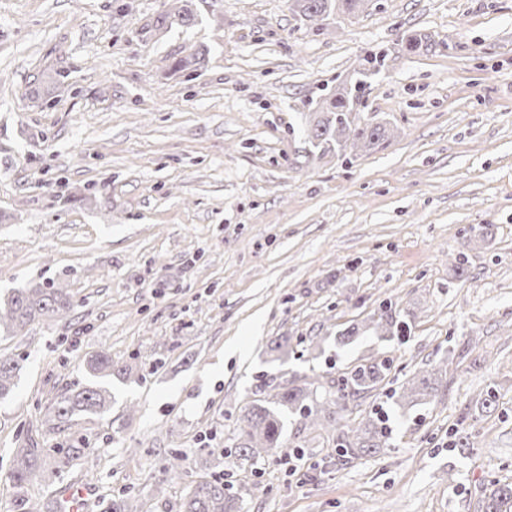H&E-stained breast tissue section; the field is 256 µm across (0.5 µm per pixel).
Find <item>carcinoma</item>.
Here are the masks:
<instances>
[{"instance_id":"1","label":"carcinoma","mask_w":512,"mask_h":512,"mask_svg":"<svg viewBox=\"0 0 512 512\" xmlns=\"http://www.w3.org/2000/svg\"><path fill=\"white\" fill-rule=\"evenodd\" d=\"M292 11L303 21L315 23L333 13L354 15L364 9L369 0H291ZM380 68L376 56L362 59L358 78L351 84L336 86L335 93L318 103V109L305 118V143L309 154L323 156L335 153L347 156L357 149H371L389 137L387 126L363 121L354 112V98L362 91L366 79ZM76 307L68 288H44L39 285L15 288L0 297V335L13 336L39 320L62 318ZM375 328L391 338L405 336L409 324L393 310L392 303L381 306ZM22 365L13 358H0V400L13 391L15 379ZM393 360L372 357L343 373L334 380L318 375L304 387L282 385L273 397L256 402L239 418L236 433L223 449L224 457L241 466H253L260 461L274 459L285 448L283 436L288 416L297 415L312 428L329 426L336 432V452L348 460L377 453L388 447L392 437L389 412L381 409L364 417L355 425L340 423L362 395L378 389L392 372ZM87 372L94 381L75 390L61 393L54 401L53 410L61 423L81 414L104 416L110 412L114 399L110 390L96 382L112 375L127 377L130 369L112 361L105 352L87 363ZM443 365L412 373L402 386L393 391L391 399L396 407H414L436 397L443 386ZM44 449L30 441L15 451L9 478L22 490L39 477V464ZM240 496L231 491L224 480H202L185 496L182 512H241ZM20 512H62L58 499L44 503L28 498L19 499ZM480 512H512V482H489L479 502Z\"/></svg>"}]
</instances>
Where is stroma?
I'll list each match as a JSON object with an SVG mask.
<instances>
[{"label": "stroma", "instance_id": "stroma-1", "mask_svg": "<svg viewBox=\"0 0 512 512\" xmlns=\"http://www.w3.org/2000/svg\"><path fill=\"white\" fill-rule=\"evenodd\" d=\"M193 2L195 25L159 29L177 0H0V294L32 281L78 302L0 338L23 364L0 403V512L31 439L43 478L22 493L84 489L87 512L128 495L181 512L223 473L244 512H477L490 481H512V0H370L320 28L289 0ZM414 33L429 49L406 51ZM370 54L384 63L355 109L388 142L309 154L301 115ZM390 300L402 344L368 325ZM103 351L133 368L106 379L110 414L54 420ZM373 356L395 378L353 424L397 379L448 364L436 400L394 411L390 448L345 465L325 433L295 465L231 470L246 406Z\"/></svg>", "mask_w": 512, "mask_h": 512}]
</instances>
